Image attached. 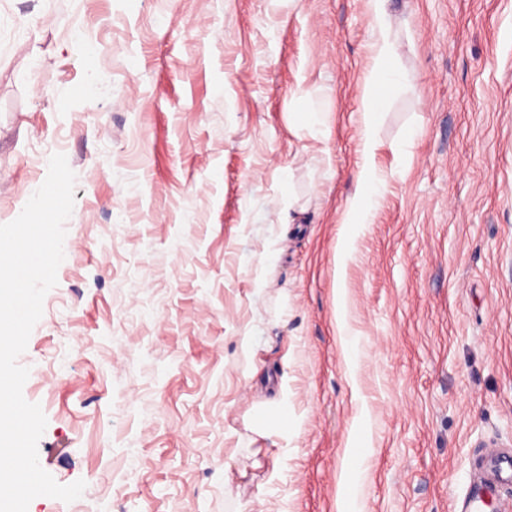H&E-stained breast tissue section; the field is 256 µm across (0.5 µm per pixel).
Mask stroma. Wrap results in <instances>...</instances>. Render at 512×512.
I'll list each match as a JSON object with an SVG mask.
<instances>
[{
  "mask_svg": "<svg viewBox=\"0 0 512 512\" xmlns=\"http://www.w3.org/2000/svg\"><path fill=\"white\" fill-rule=\"evenodd\" d=\"M385 9L368 151V0H0V224L76 176L28 512H457L512 450V0ZM370 2L374 18L380 27L381 40L376 45L372 78L362 101L365 150L371 143L376 118L385 106L387 93L395 89L402 81L399 71L391 65L392 46L388 37L389 27L384 8L386 0H370ZM380 193L381 185L372 167L365 163L357 178L356 193L345 212L344 223L369 224L372 209Z\"/></svg>",
  "mask_w": 512,
  "mask_h": 512,
  "instance_id": "1",
  "label": "stroma"
}]
</instances>
